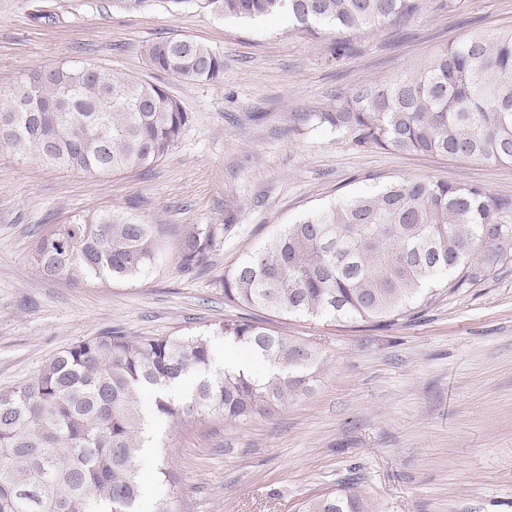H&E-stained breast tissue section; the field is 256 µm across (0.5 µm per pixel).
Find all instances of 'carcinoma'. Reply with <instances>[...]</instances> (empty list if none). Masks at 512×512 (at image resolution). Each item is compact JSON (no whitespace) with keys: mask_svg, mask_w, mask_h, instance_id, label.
Instances as JSON below:
<instances>
[{"mask_svg":"<svg viewBox=\"0 0 512 512\" xmlns=\"http://www.w3.org/2000/svg\"><path fill=\"white\" fill-rule=\"evenodd\" d=\"M224 17L281 15L296 29L331 37L340 62L348 35L401 23L425 0H200ZM150 64L187 81L211 83L224 57L191 38L159 40ZM320 126L360 144L397 152L512 164V30L472 34L419 69L359 88ZM191 121L179 100L153 82L96 65L49 66L0 92V144L41 161L99 173L157 163ZM222 243L200 224L181 264L198 265ZM155 227L112 212L79 216L41 241L36 259L52 276L77 281L134 279L154 262ZM512 265V200L481 184L420 178L390 181L312 211L224 276V299L261 308L381 326L416 318L441 294L478 285ZM243 347L267 365L214 369L212 342ZM318 353L247 319L199 334L89 336L59 351L31 381L0 394V512H138L143 390L171 421L217 414L263 416L308 391ZM195 379L188 400L170 389ZM297 512H367L349 487L299 503Z\"/></svg>","mask_w":512,"mask_h":512,"instance_id":"carcinoma-1","label":"carcinoma"}]
</instances>
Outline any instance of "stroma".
Here are the masks:
<instances>
[{
    "label": "stroma",
    "mask_w": 512,
    "mask_h": 512,
    "mask_svg": "<svg viewBox=\"0 0 512 512\" xmlns=\"http://www.w3.org/2000/svg\"><path fill=\"white\" fill-rule=\"evenodd\" d=\"M512 29V0H427L398 26L329 41L286 18H224L196 0H0V91L51 65L92 63L167 88L192 115L169 154L145 171L59 169L0 145V393L27 383L64 347L118 330L180 336L247 317L321 356L309 393L244 421L155 417L152 451L178 495L174 512H295L351 485L370 512H512V268L442 295L386 328L234 306L224 274L305 214L398 178L480 183L512 198V164L366 148L310 120L359 87L418 69L473 33ZM191 37L224 57L195 83L154 69L144 49ZM206 264H181L200 224L223 225ZM89 211L159 230V254L133 280L44 274L40 240Z\"/></svg>",
    "instance_id": "stroma-1"
}]
</instances>
